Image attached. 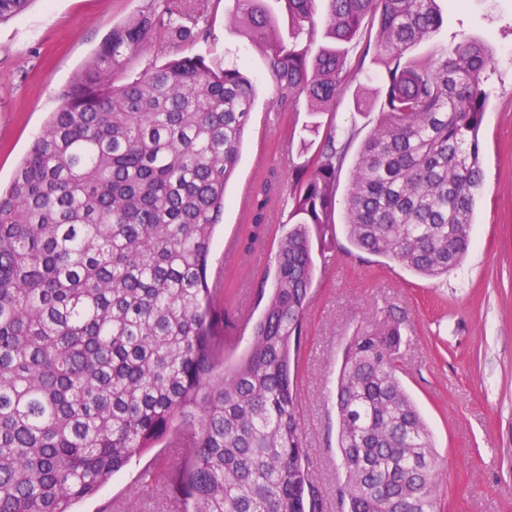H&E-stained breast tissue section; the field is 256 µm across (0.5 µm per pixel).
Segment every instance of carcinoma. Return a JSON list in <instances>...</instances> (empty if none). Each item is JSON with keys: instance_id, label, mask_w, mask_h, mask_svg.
<instances>
[{"instance_id": "1", "label": "carcinoma", "mask_w": 512, "mask_h": 512, "mask_svg": "<svg viewBox=\"0 0 512 512\" xmlns=\"http://www.w3.org/2000/svg\"><path fill=\"white\" fill-rule=\"evenodd\" d=\"M272 1L293 23L286 40ZM33 2L0 0V22ZM228 2L231 24L263 46L278 108L304 99L313 115L336 112L345 45L367 35L381 121L353 166L347 238L429 279L461 265L483 180L487 46L408 56L442 27L437 0ZM209 10L151 0L113 26L0 191V512H75L173 437L181 465L146 483L183 491L185 512H322L295 375L314 254L333 248L336 180L356 133L292 125L288 232L247 350L229 360L232 313L208 260L257 85L203 55L115 83L157 39L195 42ZM281 189L272 166L249 200L242 254L262 242ZM401 344L388 314L345 347L335 398L347 512H437L443 464L399 376Z\"/></svg>"}]
</instances>
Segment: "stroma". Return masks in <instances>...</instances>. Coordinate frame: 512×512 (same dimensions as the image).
I'll return each mask as SVG.
<instances>
[{"label":"stroma","mask_w":512,"mask_h":512,"mask_svg":"<svg viewBox=\"0 0 512 512\" xmlns=\"http://www.w3.org/2000/svg\"><path fill=\"white\" fill-rule=\"evenodd\" d=\"M149 0H35L23 15L0 25V185H8L51 112L59 92L95 53L112 26L143 10ZM444 25L413 54L432 56L437 45L463 38L491 49L496 73L479 131L483 186L474 206L473 244L462 264L439 279L419 277L388 259L350 250L345 212H335L336 258L317 265L306 311L307 336L298 360L299 413L309 466L324 512H342L343 480L337 450L332 393L343 351L373 319L401 322L400 377L431 431L446 473L439 512H512V0H439ZM202 54L244 65L258 87L255 114L240 147L234 178L225 192L223 220L209 259L211 278L221 279L220 304L257 320V292L274 262L284 233L272 212L266 238L253 254L225 262V236L244 224L238 193L263 172L255 165L258 130L272 110L263 54L229 27L224 11L211 20V35L174 46L160 40L147 61L175 54ZM376 67L352 75L336 106V125L371 132L379 120ZM176 457L148 452L132 462L77 512H170L161 493L143 491L146 466L177 465Z\"/></svg>","instance_id":"35a3bbf8"}]
</instances>
